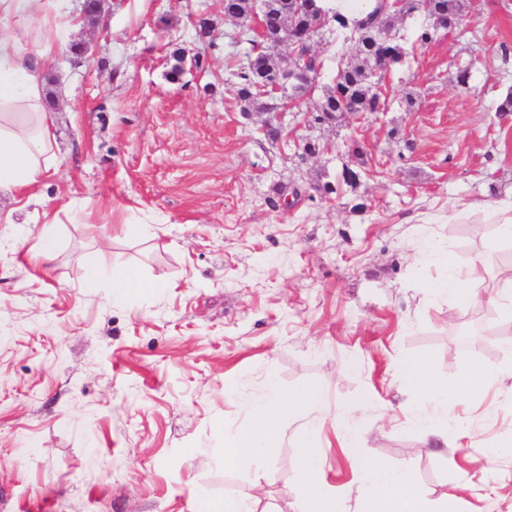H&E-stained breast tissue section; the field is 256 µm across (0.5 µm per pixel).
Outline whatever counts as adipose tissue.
<instances>
[{
  "label": "adipose tissue",
  "instance_id": "obj_1",
  "mask_svg": "<svg viewBox=\"0 0 512 512\" xmlns=\"http://www.w3.org/2000/svg\"><path fill=\"white\" fill-rule=\"evenodd\" d=\"M56 165L53 124L43 105L39 82L25 65L17 37L0 29V190L17 192L33 187ZM427 258L446 269L444 277L431 288L433 300L445 299L459 306L480 296L485 280L482 261L464 268L445 254L431 252ZM395 379L419 397L413 420L424 440L437 448L447 447L449 413L477 398L479 389L472 375L441 386L422 362L408 358L401 361ZM324 408L320 388L306 387L290 399L276 379H268L265 392L246 407L248 424L220 432L225 467L244 471L270 457L280 444L283 424L292 411H306L312 429L322 428ZM341 438L348 452L359 458L363 495L358 512H450L447 497L431 499L416 487L408 466H390L362 455L363 438L357 430L346 429ZM323 468L313 449L299 448L297 476L306 493L305 512H347L344 497L325 481Z\"/></svg>",
  "mask_w": 512,
  "mask_h": 512
}]
</instances>
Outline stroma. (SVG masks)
<instances>
[{
    "label": "stroma",
    "instance_id": "1",
    "mask_svg": "<svg viewBox=\"0 0 512 512\" xmlns=\"http://www.w3.org/2000/svg\"><path fill=\"white\" fill-rule=\"evenodd\" d=\"M81 3L40 0L7 21L27 58L57 48L40 77L59 163L25 194L0 193V512H193L253 486L255 512H303V413L249 471L225 469L217 438L248 424L243 401L271 375L289 396L319 386L328 411L359 405L364 454L409 466L427 497L464 481L473 491L456 512H512V451L478 465L512 443V347L484 334L512 320L486 300L433 304L441 270L414 259L423 240L458 264L483 260L490 288L512 267L485 211L448 218L464 201L512 198V112L497 109L512 92V0H468L469 36L441 29L420 46L424 17L398 19L410 52L385 81L388 112L332 127L316 105L354 48L340 32L315 38L319 83L275 144L265 114L240 112L227 58L249 46L224 0H113L95 23ZM346 164L359 179L321 192ZM47 231L54 255L41 264L32 248ZM99 264L161 288L116 299L106 275L84 288ZM405 358L440 384L492 374L448 421L462 447L421 444L405 418L416 396L394 382ZM311 443L356 512L357 465L333 424Z\"/></svg>",
    "mask_w": 512,
    "mask_h": 512
}]
</instances>
